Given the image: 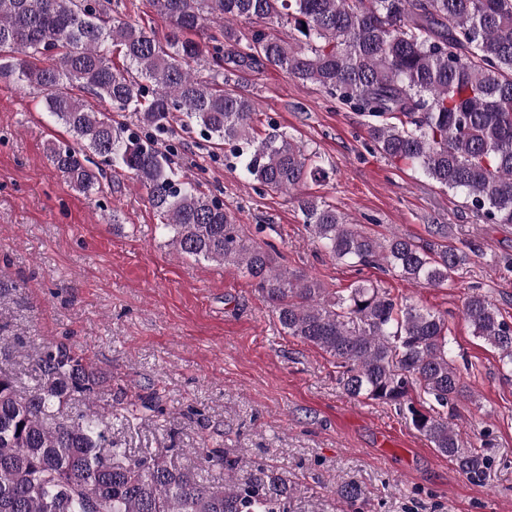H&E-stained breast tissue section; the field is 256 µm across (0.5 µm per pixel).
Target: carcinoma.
<instances>
[{"mask_svg": "<svg viewBox=\"0 0 512 512\" xmlns=\"http://www.w3.org/2000/svg\"><path fill=\"white\" fill-rule=\"evenodd\" d=\"M171 24L166 43L130 20H104L106 0H0V79L45 94L47 112L76 145L49 147L54 167L76 188L100 187L84 165L89 150L146 189L169 245L197 261L246 270L283 331L332 358L354 398L404 412L435 450L473 483L493 460L448 421L461 391L447 318L393 297L372 283L330 293L249 240L214 197L179 181L163 148L170 118L231 145V157L261 188L293 196L318 245L340 261L382 257L400 278L438 287L469 254L380 241L345 222L325 201L296 195L328 173L284 131L254 128L256 100L224 90V63L263 64L318 86L368 118L386 158L409 165L464 197L485 224H512V0H150ZM262 27L244 36L235 23ZM288 24L286 41L267 32ZM126 66H112L114 49ZM52 55L39 65L36 57ZM212 63L202 79L194 66ZM105 103L110 111L98 104ZM139 112L144 135L112 121ZM473 336L512 370V323L485 295L463 305ZM38 384L22 390L0 367V512H288L287 472L243 469L207 449L200 469L167 452L139 455L112 440L104 415L72 416L97 382L85 356L64 344L43 348ZM423 395L419 403L412 392ZM221 466L219 485L204 469Z\"/></svg>", "mask_w": 512, "mask_h": 512, "instance_id": "cac0c4a2", "label": "carcinoma"}]
</instances>
